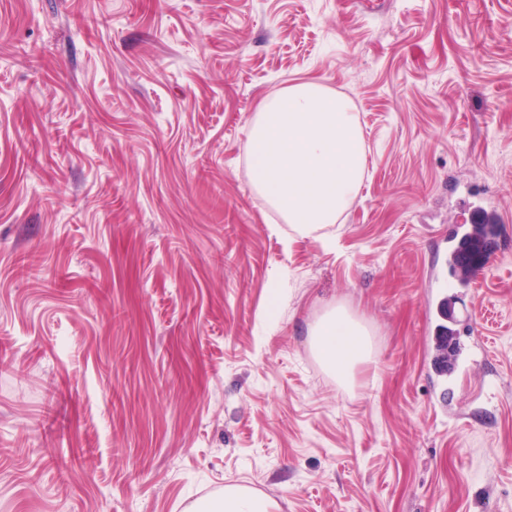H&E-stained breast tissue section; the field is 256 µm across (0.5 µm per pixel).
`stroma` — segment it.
Wrapping results in <instances>:
<instances>
[{
	"label": "stroma",
	"mask_w": 512,
	"mask_h": 512,
	"mask_svg": "<svg viewBox=\"0 0 512 512\" xmlns=\"http://www.w3.org/2000/svg\"><path fill=\"white\" fill-rule=\"evenodd\" d=\"M347 99L323 236L255 191L264 98ZM499 257L427 303L449 226ZM42 258L38 279L17 269ZM373 357L340 385L310 331ZM512 512V0H0V512ZM313 336L321 361L341 385L351 380L357 364L372 357L367 329L340 307L327 312ZM450 330L454 335L453 340L448 343V350L440 351V355L438 357L440 363V375L443 378L451 377L458 368L457 353L458 346L460 344L457 336L458 332L453 329ZM278 504L270 499L256 497L250 493L229 490L224 497L209 500L198 506V512H278Z\"/></svg>",
	"instance_id": "stroma-1"
}]
</instances>
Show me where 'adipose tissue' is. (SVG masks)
Listing matches in <instances>:
<instances>
[{
    "label": "adipose tissue",
    "mask_w": 512,
    "mask_h": 512,
    "mask_svg": "<svg viewBox=\"0 0 512 512\" xmlns=\"http://www.w3.org/2000/svg\"><path fill=\"white\" fill-rule=\"evenodd\" d=\"M313 336L321 361L339 384H347L354 367L372 357L367 329L342 308L330 309ZM197 512H278V505L244 491L229 490L223 497L198 506Z\"/></svg>",
    "instance_id": "obj_1"
}]
</instances>
